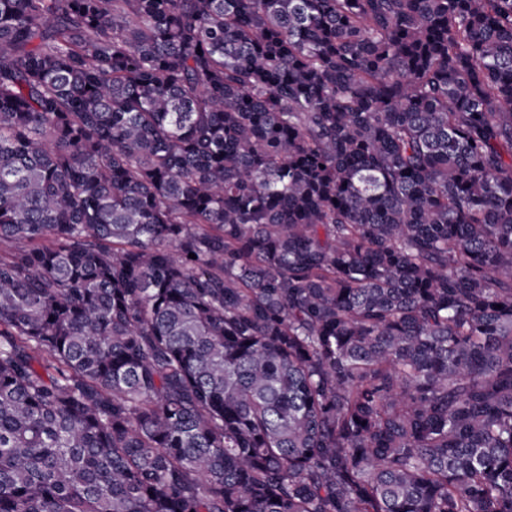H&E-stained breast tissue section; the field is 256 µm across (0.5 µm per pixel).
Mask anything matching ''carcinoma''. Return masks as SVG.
<instances>
[{
  "label": "carcinoma",
  "instance_id": "carcinoma-1",
  "mask_svg": "<svg viewBox=\"0 0 512 512\" xmlns=\"http://www.w3.org/2000/svg\"><path fill=\"white\" fill-rule=\"evenodd\" d=\"M0 512H512V0H0Z\"/></svg>",
  "mask_w": 512,
  "mask_h": 512
}]
</instances>
